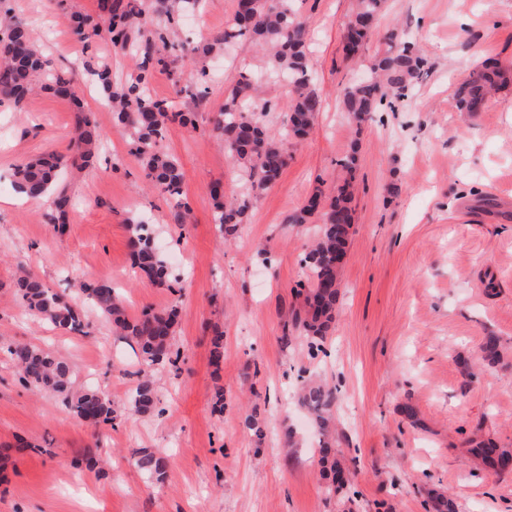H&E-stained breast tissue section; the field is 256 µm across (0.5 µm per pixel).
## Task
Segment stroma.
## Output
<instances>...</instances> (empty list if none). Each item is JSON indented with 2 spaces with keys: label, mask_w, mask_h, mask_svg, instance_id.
Wrapping results in <instances>:
<instances>
[{
  "label": "stroma",
  "mask_w": 512,
  "mask_h": 512,
  "mask_svg": "<svg viewBox=\"0 0 512 512\" xmlns=\"http://www.w3.org/2000/svg\"><path fill=\"white\" fill-rule=\"evenodd\" d=\"M34 30L54 65L96 54L115 81L136 60L112 53L107 38L85 46L70 13L95 12L98 0H5ZM311 34L312 77L322 100L314 129L289 140L279 181L255 198L235 239L214 223L210 188L237 192L239 171L213 117L224 90L264 56L248 41L207 61V103L195 123L169 125L163 146L181 164L178 196L152 190L140 159L113 126L99 96L85 109L105 146L71 190L64 232L44 223V207L21 199L10 177L44 153H66L72 102L35 91L0 105L9 121L0 139V512H432L428 490L452 495L459 512H512V474H496L468 453L481 432L512 448V365L468 379L460 359L482 338L512 346V83L481 112L457 111L455 91L468 72L494 65L512 74V0H386L359 52L345 58L343 30L356 0H295ZM234 0H204L200 17L176 24L180 38L204 43L223 31ZM410 41L429 70L397 109L379 107L359 124L344 110L346 89L366 78L378 55ZM359 157L354 224L341 271L335 329L325 354L310 358L304 339L283 343L284 326L307 287L306 246L320 220L289 218L315 190L331 193L342 160ZM489 196L492 209L479 200ZM189 207L188 223L175 215ZM144 219L172 274L152 285L133 268L127 222ZM64 294L72 280L111 279L126 314L178 307L176 365L153 367L158 400L132 406L142 358L112 335L90 307L79 332L60 334L29 314L14 288L20 271ZM493 273L497 288L483 279ZM224 332V359L211 361L213 327ZM16 341L47 349L74 369V385L98 389L117 411L90 426L62 396L26 386L9 359ZM321 374L337 392L335 417L344 464L355 472L356 503L346 507L320 477L318 437L295 399L300 370ZM224 393L216 409V391ZM412 401L418 424L398 407ZM265 435L244 423L249 403ZM295 430L298 442L282 435ZM143 449L168 456L164 482L134 463Z\"/></svg>",
  "instance_id": "stroma-1"
}]
</instances>
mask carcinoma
I'll list each match as a JSON object with an SVG mask.
<instances>
[{
  "label": "carcinoma",
  "mask_w": 512,
  "mask_h": 512,
  "mask_svg": "<svg viewBox=\"0 0 512 512\" xmlns=\"http://www.w3.org/2000/svg\"><path fill=\"white\" fill-rule=\"evenodd\" d=\"M294 0H236L232 15L224 24V32L201 48L190 40L175 43L170 29L172 21L201 4V0H100L99 12H74L69 24L79 40L90 46L106 35L112 47L131 49L139 57L138 69L120 85L112 81L111 66L105 62L85 60L79 66L51 69L48 59L39 51L28 25L6 10L0 15V102L20 103L33 90L37 81L54 95L80 101V90L86 83L104 93L103 104L112 112L115 129L125 136L142 162L145 175L153 187L170 195H180L184 174L178 161L162 147L168 125L173 122L192 123L191 113L175 111L171 105L153 97L148 89L155 69L169 71L177 82L182 71L174 68L172 52L194 62L199 54L210 55L240 40L261 46L267 55L264 75L268 78L288 76L291 82L288 105L283 112L285 137L301 139L312 130L321 109V98L313 87L308 57V20L294 9ZM383 0H358V6L347 24V54H356L373 28ZM428 61L412 42L390 47L388 53L375 60L373 76L351 86L345 95V111L357 124L383 105L388 96L401 101L408 96L420 78L427 73ZM198 78L186 85L189 98L201 101L208 94L206 68L197 70ZM500 72L474 68L456 90L457 107L462 112L482 111L490 91L496 86ZM271 99L264 96L256 76L242 73L224 96V107L215 118V127L224 137L229 159L243 173L244 183L239 197L224 200V185L214 184L210 196L214 201V223L219 231L234 235L246 222L252 199L280 178L288 159L286 143L276 138L265 122L273 110ZM102 133L82 112L75 113V136L67 153L41 157L19 165L14 174L15 190L31 199L50 197L52 210L48 223L57 226L67 221L70 194L67 176L83 171L100 147ZM348 174L336 192L325 196L318 190L291 217V223L302 224L317 213L321 224L317 238L304 258L310 271V286L303 297V306L292 314L291 326L309 339L310 351H319L336 317L340 296L339 270L346 256L352 229L349 207L351 188L357 169V156L350 154L343 162ZM133 264L152 283L165 284L170 278L163 256L153 244L148 225L140 219L128 225ZM16 293L24 307L41 316L62 333L78 332L82 321L78 311L61 296L52 292L35 275L24 273L15 281ZM79 292L120 335L133 340L148 366L175 363L171 342L176 333L178 310L146 313L131 321L112 282L97 280L82 283ZM10 360L22 382L45 391L65 395L71 413L88 425L113 420L112 403L91 388L72 391L73 369L61 357L23 342L8 347ZM500 338L488 334L478 346L473 363L463 364L465 376H478L503 364ZM157 400L152 377L137 373L132 401L139 411H147ZM298 404L308 413L318 434V448L326 464L327 489L338 492L352 485L351 471L334 451L335 389L309 378L302 382L297 394ZM470 453L498 474L512 458V448H501L490 439L468 440ZM136 465L155 480H162L167 471V458L156 452H136ZM434 512H458L456 500L436 494L432 499Z\"/></svg>",
  "instance_id": "carcinoma-1"
}]
</instances>
